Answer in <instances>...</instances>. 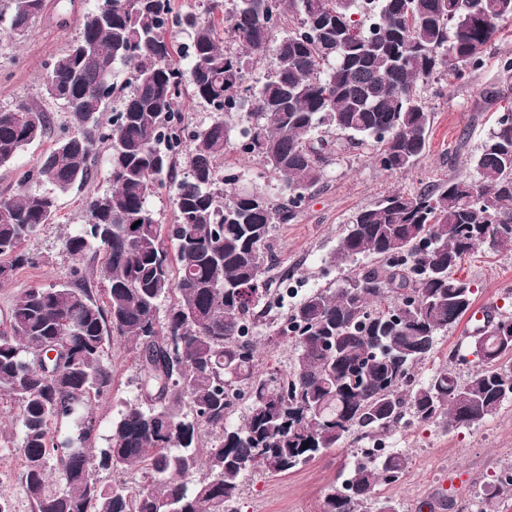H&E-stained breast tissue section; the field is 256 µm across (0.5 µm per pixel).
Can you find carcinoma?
Returning <instances> with one entry per match:
<instances>
[{
    "label": "carcinoma",
    "instance_id": "carcinoma-1",
    "mask_svg": "<svg viewBox=\"0 0 512 512\" xmlns=\"http://www.w3.org/2000/svg\"><path fill=\"white\" fill-rule=\"evenodd\" d=\"M225 4L207 0L202 16L176 12L172 0L97 5L43 76L72 128L26 176L45 189L0 196V286L34 263L28 243L54 223L57 196L93 178L102 144L110 188L87 198L86 224L64 240L78 261L103 254L99 270L19 290L0 332V396L20 406L32 512H241L249 474L286 475L350 439L386 437L407 411L419 422L471 427L512 401V332L475 334L478 369L466 382L452 364L416 379L437 336L473 308L472 284L456 268L498 225H512L511 120L499 117L472 158L478 178L397 191L355 213L333 260L378 264L353 280L306 293L271 318L266 263L272 225L295 218L341 151L319 131L377 147L388 171L411 169L426 153L431 122L417 84L478 68L512 20V0ZM43 10L44 0H9L0 32L25 40ZM220 13L236 49L218 40ZM290 14L298 23L285 30ZM269 52L261 85H244ZM188 90L214 113L209 124L186 121ZM114 97L121 105L110 112ZM244 100L248 117L238 123L233 109ZM50 127L37 103L0 109V167ZM233 142L274 175L287 202L224 189L234 178L218 162ZM165 185L172 224L159 223L149 204ZM261 325L292 343L290 368L259 372ZM114 337L132 346L138 395L96 450L88 404L111 391ZM49 345L61 364L47 368L40 353ZM244 399L248 411L234 423ZM54 423L66 427L59 446ZM95 464L117 474L136 468L140 484L103 485ZM408 468L398 451L354 464L321 512H369L378 488ZM52 473L61 489L50 492ZM495 498H512V480L488 491L477 512Z\"/></svg>",
    "mask_w": 512,
    "mask_h": 512
}]
</instances>
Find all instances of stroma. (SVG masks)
<instances>
[{"label":"stroma","instance_id":"1","mask_svg":"<svg viewBox=\"0 0 512 512\" xmlns=\"http://www.w3.org/2000/svg\"><path fill=\"white\" fill-rule=\"evenodd\" d=\"M93 5L94 0H45L43 14L28 39L19 43L0 36V108L33 100L52 119L48 137L25 147L12 163L0 167V195L16 193L23 177L72 124L69 113L46 97L39 76L76 39L83 14ZM509 58L512 22L504 23L479 69L458 79L444 76L418 84L417 94L431 114L429 147L410 170H385L373 160L372 146L346 144L327 167L324 178L310 190L297 217L272 228L269 245L276 271L290 275L294 290L289 303H296L307 292L336 287L367 268L364 260L344 266L332 259L358 210L396 190L411 194L438 186L451 176L473 175L469 160L496 126L501 112L499 97L512 98V72L503 69ZM223 168L238 176L240 187L286 202V193L270 180L263 165L236 145H229ZM108 186L107 170L102 167L85 187L58 196L54 223L47 225L30 246L35 264L18 269L12 283L0 288V316L20 289L71 279L76 262L66 252L64 239L83 224L85 197ZM459 274L473 282L476 304L512 314V250L480 246L462 264ZM469 327V322L463 321L440 334L434 354L418 369L420 379H427L445 365L457 350L464 359L457 362L456 371L461 379H470L477 366L471 355ZM109 358L112 392L104 400L92 402L97 421L93 442L98 448L105 444L120 402L138 394L137 362L128 344L113 339ZM19 412L18 403L0 398V496L10 501L13 512H31L20 481L23 458L14 425ZM386 446L406 453L411 465L400 482L381 486L379 497L395 500L400 512H429L428 501L443 489L447 504L442 512H459L463 505L478 503L485 490L512 474V403L469 429L450 428L443 419L419 423L412 415H405ZM360 455V446L355 443L329 451L285 476L248 477L241 487L242 512H320L326 491L341 481L345 465Z\"/></svg>","mask_w":512,"mask_h":512}]
</instances>
